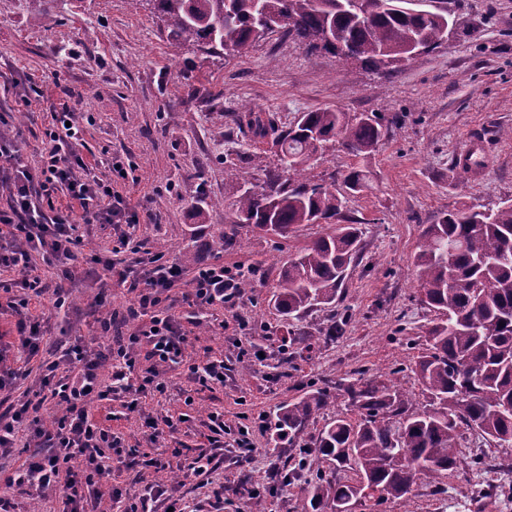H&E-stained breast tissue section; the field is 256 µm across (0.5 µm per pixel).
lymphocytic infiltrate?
<instances>
[{"label": "lymphocytic infiltrate", "instance_id": "obj_1", "mask_svg": "<svg viewBox=\"0 0 512 512\" xmlns=\"http://www.w3.org/2000/svg\"><path fill=\"white\" fill-rule=\"evenodd\" d=\"M80 105V99L71 96L52 107L54 123L39 161L33 164L24 161L17 134L0 131V185L8 190L7 206L0 209V267L17 268L21 275L17 285L24 295L9 302L17 316L18 347L30 358L43 343L41 322L28 312L30 297L43 293L38 280L30 276L32 253L68 264L85 244L79 232L84 223L121 225L110 252L94 254L93 260L135 292L137 301L128 315L138 320L139 327L118 347L91 353L73 343L60 356L44 362L39 389L61 409L52 422L33 416L34 405L28 399L17 400L8 414L0 416V456L12 452L22 431L37 449L0 480V512H12L11 492L31 495L48 490L61 495L68 512H84L88 494L109 473L105 459L114 454L165 471L167 461L126 447L121 436L95 420L94 409L119 400L128 412L135 413L141 411L144 398L165 393L160 370L186 364V328L199 322L201 312L219 307L232 312L235 331L249 328L240 286L249 270L240 263L208 264L188 280L180 266L156 254L142 279H131L121 257L139 251V212L112 188L113 179H127L128 172L116 161L109 165L110 178L104 179L86 163L74 123ZM60 195L68 198V209L56 206ZM77 207L82 210L78 216L73 213ZM177 288L182 294L176 298L172 292ZM208 420L210 447L199 452L188 468L196 477L214 471L215 451L220 447L252 457L254 433L263 427L262 417L246 413L231 425L218 411L209 413Z\"/></svg>", "mask_w": 512, "mask_h": 512}]
</instances>
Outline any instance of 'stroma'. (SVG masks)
Returning a JSON list of instances; mask_svg holds the SVG:
<instances>
[{
  "label": "stroma",
  "mask_w": 512,
  "mask_h": 512,
  "mask_svg": "<svg viewBox=\"0 0 512 512\" xmlns=\"http://www.w3.org/2000/svg\"><path fill=\"white\" fill-rule=\"evenodd\" d=\"M457 27L438 48L422 52L408 65L376 72L360 63L326 52L308 53L292 39L274 34L240 56L216 58L193 49L170 57L160 21L135 0H68L55 23L16 9L14 0H0V115L21 134L25 159L42 147L50 119L42 107L25 108L15 97L9 78L33 75L45 97H82L77 115L84 132L85 160L100 176L109 173L107 160H132V179L117 189L138 204L145 217L136 228L146 251L162 254L186 269L217 260L255 267L254 286L245 294L244 311L253 324L244 339L265 346L266 360L251 362L248 376L220 327L222 310L202 319L188 336L189 360L223 355V386L205 389L188 382L183 370L165 373L167 392L146 398L143 411L124 415L120 402L102 407L96 417L121 432L127 443L169 461L166 471L116 462L112 477L88 496L85 512H109L110 491L124 497L144 495L166 482L189 507L205 512H250L248 496L214 493L220 484L259 487L267 512H295L316 477L346 478L352 471L325 462L314 443L326 424L337 417L356 418L337 383L357 378L391 376L414 407L427 402L406 365L425 346L436 314L419 301L413 256L425 225L465 206H490L512 199V0H451ZM335 108L352 114L382 113L388 130L376 151L364 158L329 146L311 164L316 178L329 179L350 166L362 168L368 187L348 194L344 211L358 221L363 246L336 302L286 321L270 305L283 264L319 231L301 225L288 238L244 230L238 243L215 250L223 233V209L197 216L203 199L223 198L230 186L263 179L262 166L273 164L267 144L250 143L238 130L244 110L273 115L279 125L300 113ZM484 133L478 150L481 170L469 175L455 164V155L475 133ZM174 185V193L163 185ZM69 305L56 309L50 294L60 271L37 262L35 273L46 289L29 310L38 316L49 343L78 340L92 352L133 331L125 318L136 294L107 278L101 267L78 255L70 264ZM353 318L339 339L323 334L335 314ZM114 314L109 331L99 318ZM16 315L0 309V375L22 366L30 378L14 390L0 391V413L25 390L34 388L39 358L22 362L13 342ZM319 346L306 349L308 336ZM287 345L280 357L279 345ZM326 389L328 405L319 411L296 442L278 439L283 407L314 389ZM225 421L237 414H264L266 427L256 433L258 458L240 463L235 449H224L216 470L186 478L189 460L183 451L205 441L203 425L211 411ZM192 420L173 433L148 439L146 418L161 421L180 413ZM297 467L301 478L282 490L269 487L284 467ZM486 466L474 455L458 454L457 467L442 476L441 493L427 485L406 497L373 506L362 500L357 512H512V499L480 498Z\"/></svg>",
  "instance_id": "obj_1"
}]
</instances>
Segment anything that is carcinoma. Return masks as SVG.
Here are the masks:
<instances>
[{
  "instance_id": "carcinoma-1",
  "label": "carcinoma",
  "mask_w": 512,
  "mask_h": 512,
  "mask_svg": "<svg viewBox=\"0 0 512 512\" xmlns=\"http://www.w3.org/2000/svg\"><path fill=\"white\" fill-rule=\"evenodd\" d=\"M18 7L52 20L67 0H16ZM163 23L169 55L196 47L211 56H235L255 43V33L282 21V33L307 50L354 59L383 71L436 46L448 33V0L439 8L415 9L417 0H144ZM255 142L271 141L277 163L262 185L240 184L224 194L228 229L215 242L224 249L240 229L252 227L283 238L302 224H333L282 267L272 297L285 317L299 319L336 300L360 250V230L341 223L344 192L365 186L351 169L329 183L308 173L309 161L334 141L353 157L375 151L385 136L384 117L338 109L303 112L289 128L264 112L239 116ZM422 303L437 315L425 351L409 369L428 394L419 410L394 384L342 383L352 420L339 418L318 437L323 458L356 466L347 481L318 478L296 512H332L358 484L376 488L374 505L400 499L417 483H436L453 470L461 426L486 440L512 443V200L494 208L468 207L427 225L414 254ZM352 315L333 318L325 336L344 335ZM318 389L283 408L280 426L298 437L327 405Z\"/></svg>"
}]
</instances>
